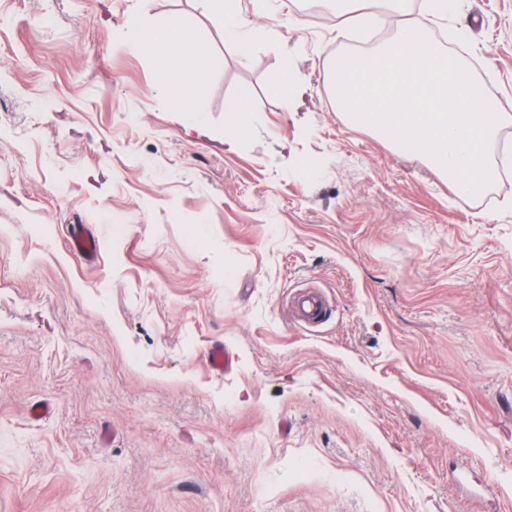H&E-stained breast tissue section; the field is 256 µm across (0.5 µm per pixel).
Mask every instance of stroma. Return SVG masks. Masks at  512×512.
<instances>
[{
	"instance_id": "35a3bbf8",
	"label": "stroma",
	"mask_w": 512,
	"mask_h": 512,
	"mask_svg": "<svg viewBox=\"0 0 512 512\" xmlns=\"http://www.w3.org/2000/svg\"><path fill=\"white\" fill-rule=\"evenodd\" d=\"M240 8L274 28L245 56L194 0H0V512H512V167L458 197L337 111L327 65L370 44L327 0ZM135 17L223 56L197 123ZM403 19L467 32L512 116V0ZM305 77L297 69L285 66L278 78V88L283 102L292 109L302 98L305 91ZM249 97V90L247 88H242L238 95V106L234 111L236 113L229 117L226 124L227 132L230 134V136H228V141L230 143L243 137L249 130L250 115L247 113L250 112L247 106Z\"/></svg>"
}]
</instances>
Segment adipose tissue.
Segmentation results:
<instances>
[{
  "instance_id": "1",
  "label": "adipose tissue",
  "mask_w": 512,
  "mask_h": 512,
  "mask_svg": "<svg viewBox=\"0 0 512 512\" xmlns=\"http://www.w3.org/2000/svg\"><path fill=\"white\" fill-rule=\"evenodd\" d=\"M197 3L203 15L222 23L225 39L238 45L240 51H247L250 40L270 33L266 27L250 31L244 29L239 0H197ZM409 3L410 0H335V15L341 25L388 14L400 16L407 12ZM124 42L135 51H146L166 60L167 66L160 76V88L181 112L194 110L197 77L222 65L221 59L211 53L207 43L177 18L151 27L139 19H131L125 28Z\"/></svg>"
}]
</instances>
